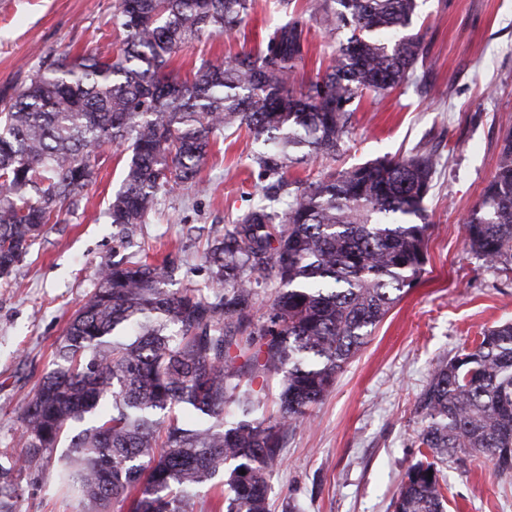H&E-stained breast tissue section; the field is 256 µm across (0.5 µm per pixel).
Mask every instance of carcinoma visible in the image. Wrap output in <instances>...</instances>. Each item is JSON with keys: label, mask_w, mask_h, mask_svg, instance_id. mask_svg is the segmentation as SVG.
<instances>
[{"label": "carcinoma", "mask_w": 512, "mask_h": 512, "mask_svg": "<svg viewBox=\"0 0 512 512\" xmlns=\"http://www.w3.org/2000/svg\"><path fill=\"white\" fill-rule=\"evenodd\" d=\"M279 0L285 20L253 52L191 76L174 55L205 33L240 32L251 0H114L124 38L111 57H45L0 91V278L62 211L88 203L106 146L128 152L107 209L126 232L154 199L195 183L211 143L246 128L266 203L206 254L212 286L172 291L177 266L122 259L68 321L51 368L23 406L26 452H0V512H15L14 473L41 471L63 441L55 481L79 512H193L220 478L210 512H270L269 476L288 429L310 416L426 264L424 199L433 149L286 178L315 156L340 158L353 105L409 82L427 45L417 0ZM322 17L337 56L299 77L307 18ZM469 250L512 270V132L464 225ZM274 289L264 320L257 287ZM281 377L279 413L253 385ZM420 459L394 512H445L448 460L479 455L512 473V322L439 362L416 400ZM245 474H240V471Z\"/></svg>", "instance_id": "obj_1"}]
</instances>
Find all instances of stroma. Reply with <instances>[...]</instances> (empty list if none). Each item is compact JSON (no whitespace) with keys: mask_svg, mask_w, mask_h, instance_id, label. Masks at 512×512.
I'll return each instance as SVG.
<instances>
[{"mask_svg":"<svg viewBox=\"0 0 512 512\" xmlns=\"http://www.w3.org/2000/svg\"><path fill=\"white\" fill-rule=\"evenodd\" d=\"M112 4L0 0V87L28 81L48 54L95 49L112 55L123 39L112 23ZM279 19L275 0H254L236 38L200 36L174 57V75L258 47ZM419 23L428 54L416 81L380 100L361 99L337 166L433 147L439 165L424 201L431 224L426 270L311 416L289 430L269 479L274 512L288 500L300 512H393L404 474L419 458L415 401L434 367L472 346L484 329L512 320V274L469 252L463 229L512 129V0H422ZM307 39L302 70L312 77L325 69L336 43L317 20L309 21ZM252 151L246 131L219 136L200 185L160 194L145 224L128 235L106 217L126 158L101 150L86 208L61 213L0 279V452L24 455V401L50 367L69 319L96 287L100 266L167 256L177 265L175 287L207 286L208 245L260 199ZM446 474V512H512V474L476 456L449 463ZM29 479L16 512H67L50 469Z\"/></svg>","mask_w":512,"mask_h":512,"instance_id":"35a3bbf8","label":"stroma"}]
</instances>
